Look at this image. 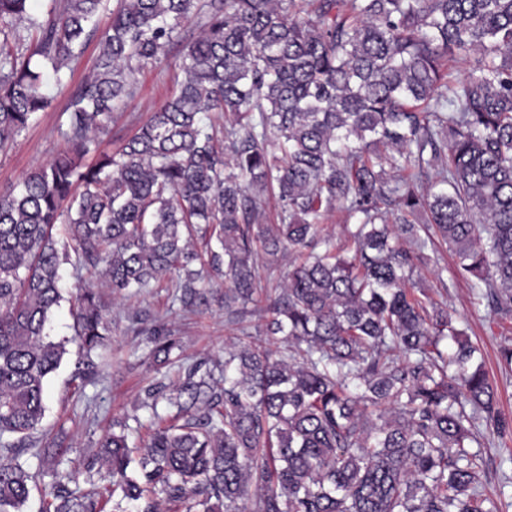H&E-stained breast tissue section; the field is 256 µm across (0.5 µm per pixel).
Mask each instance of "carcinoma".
<instances>
[{"instance_id":"cac0c4a2","label":"carcinoma","mask_w":512,"mask_h":512,"mask_svg":"<svg viewBox=\"0 0 512 512\" xmlns=\"http://www.w3.org/2000/svg\"><path fill=\"white\" fill-rule=\"evenodd\" d=\"M107 2L41 16L0 0V150L49 107L48 79L67 86ZM192 15L176 91L101 148L135 72ZM62 138L0 189V512H24L43 475L30 457L51 458L43 512H497L481 448L512 418L414 273L439 240L474 299L512 318V0H115ZM336 210L355 219L339 241ZM262 253L293 258L274 295L257 288ZM68 262L116 293L171 288L190 311L207 305L206 268L229 316L262 320L224 361L188 365L165 321L141 330L178 382L145 391V447L136 415L101 436L87 473L108 475L103 494L73 491L61 441L35 436L66 354L47 325ZM71 316L90 368L108 332L95 286Z\"/></svg>"}]
</instances>
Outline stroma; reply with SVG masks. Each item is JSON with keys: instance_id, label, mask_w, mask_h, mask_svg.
<instances>
[{"instance_id": "obj_1", "label": "stroma", "mask_w": 512, "mask_h": 512, "mask_svg": "<svg viewBox=\"0 0 512 512\" xmlns=\"http://www.w3.org/2000/svg\"><path fill=\"white\" fill-rule=\"evenodd\" d=\"M179 32L180 40L173 45L168 59L137 73L134 94L113 110L104 148L119 150L150 113L170 98L183 45L198 35V20L181 21ZM51 95V106L39 113L13 144L0 151V188L15 184L26 173L47 164L63 147L60 128L66 123L69 93L55 89ZM62 274L63 299L53 311L48 330L54 340H66L67 345L60 367L45 382L47 410L43 426L50 433L64 435L65 457L70 467L80 472L90 449L111 427L113 419L135 414L141 422H149V412L139 406L145 390L158 384L171 386L177 379L176 372H158L145 363L148 347L141 329L150 327L154 318H163L179 338L188 363L202 357L223 359L225 347L241 339L242 333L224 312V280L212 273L204 278L210 306L196 313L172 304L167 288L126 297L115 296L111 289L104 288L101 299L112 310L110 334L106 348L96 358L97 375L83 381L77 372L85 356L72 340L70 305L79 280L95 279L96 274L88 269L82 279H75L67 264L63 265ZM417 278L436 301L447 303L459 326L480 346L484 368L497 391L498 405L512 415V370L504 368L498 357L500 345L512 340V319L499 320L474 301L468 280L457 275L455 259L444 245H437L432 262L418 270ZM483 455V493L497 502L500 512H512V483H503L504 477L512 479V436L491 437Z\"/></svg>"}]
</instances>
